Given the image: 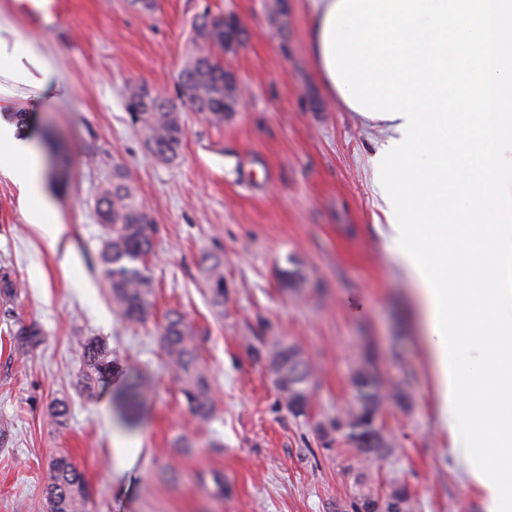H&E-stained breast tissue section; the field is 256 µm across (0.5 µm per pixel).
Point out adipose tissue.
<instances>
[{
    "instance_id": "adipose-tissue-1",
    "label": "adipose tissue",
    "mask_w": 512,
    "mask_h": 512,
    "mask_svg": "<svg viewBox=\"0 0 512 512\" xmlns=\"http://www.w3.org/2000/svg\"><path fill=\"white\" fill-rule=\"evenodd\" d=\"M309 48L333 96L387 124L376 181L419 285L450 454L485 512H512V0H316ZM52 77L0 25V83L35 94ZM0 156L56 243L42 161L3 121Z\"/></svg>"
}]
</instances>
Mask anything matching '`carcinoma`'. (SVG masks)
<instances>
[{
  "mask_svg": "<svg viewBox=\"0 0 512 512\" xmlns=\"http://www.w3.org/2000/svg\"><path fill=\"white\" fill-rule=\"evenodd\" d=\"M224 17L205 15L194 25L193 52L180 75L182 102L192 111L200 112L215 125L236 111L239 100L238 83L233 71L224 65ZM127 104L136 108L130 113L133 123L140 125L148 150L162 160L176 158L185 138L181 114L173 110V102L133 85L128 88ZM99 221L107 230L98 255V264L119 318L129 324L146 323L151 315L154 281L148 259L153 249L155 227L149 214L138 201L125 172H112V183L99 200ZM205 278L212 303L224 305V261L211 256L206 259ZM303 275L298 270L284 269L279 280L285 292L297 290ZM22 289L13 271L0 267V316L13 318L10 308ZM40 327L34 323L14 322L10 331L13 347L23 350L39 343ZM160 362L176 378L178 390L193 416L209 419L216 401L208 369L203 362L199 337L194 327L177 312H171L158 325ZM266 360L282 405L295 417L303 416L310 400V364L301 349L285 337L255 348ZM114 370L112 351L96 339L84 344L83 369L76 375L80 392L89 398L97 395ZM355 398L347 411L331 420L329 427H320L323 444L335 443L334 434L345 431L348 442L366 455L380 457L392 447L390 438L380 425L382 407L387 397L383 383L375 371L360 369L353 375ZM154 392L153 383L135 368H130V381L115 396L120 421L133 424L134 413L146 404ZM358 493L355 512L367 505L382 502L395 507L394 512H413L414 500L409 488L399 482L391 484L384 497L369 485V476L354 470ZM47 512H85L91 490L83 472L66 455L54 457L50 463V480L44 491Z\"/></svg>",
  "mask_w": 512,
  "mask_h": 512,
  "instance_id": "1",
  "label": "carcinoma"
}]
</instances>
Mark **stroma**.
<instances>
[{
  "mask_svg": "<svg viewBox=\"0 0 512 512\" xmlns=\"http://www.w3.org/2000/svg\"><path fill=\"white\" fill-rule=\"evenodd\" d=\"M312 4L153 0L143 12L129 0H65L64 24L44 29L15 0H0V24L37 45L55 72L38 98L0 93V116L29 113L45 189L67 228L50 248L26 223L20 185L0 160V266L24 283L15 318L43 333L20 351L0 323V422L10 430L0 443V512H46L49 463L61 454L95 491L87 512H353L357 464L374 488L406 484L415 512H484L448 451L420 300L384 236L374 159L385 127L323 86L309 48ZM204 13L234 16L247 34L224 57L246 99L220 126L183 111L180 154L163 161L132 126L126 91L143 85L178 100L192 24ZM118 166L157 229L143 325L117 319L97 262L106 235L97 202ZM213 254L224 259L220 308L203 283L202 260ZM282 269L303 274L299 292L282 291ZM171 310L199 333L218 399L205 424L158 366L155 327ZM255 336L288 338L312 365L304 416L281 405ZM91 338L118 365L92 400L73 385ZM366 364L392 394L382 420L393 447L364 462L344 436L324 448L318 425L353 402V373ZM130 365L156 388L131 429L112 400ZM60 400L62 428L49 417ZM125 444L138 447L134 463Z\"/></svg>",
  "mask_w": 512,
  "mask_h": 512,
  "instance_id": "stroma-1",
  "label": "stroma"
}]
</instances>
